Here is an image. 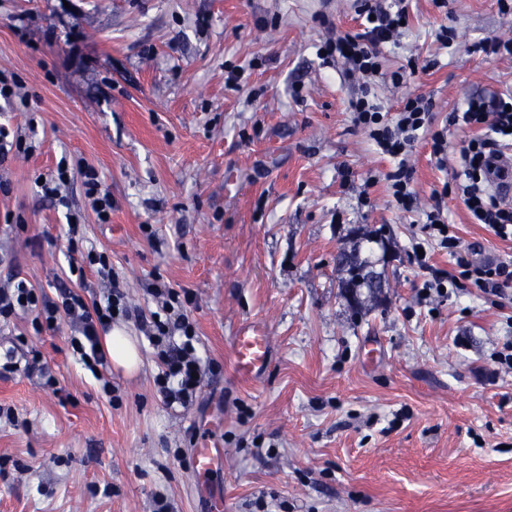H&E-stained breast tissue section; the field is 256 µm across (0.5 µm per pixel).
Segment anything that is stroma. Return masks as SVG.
<instances>
[{"instance_id": "stroma-1", "label": "stroma", "mask_w": 512, "mask_h": 512, "mask_svg": "<svg viewBox=\"0 0 512 512\" xmlns=\"http://www.w3.org/2000/svg\"><path fill=\"white\" fill-rule=\"evenodd\" d=\"M323 14L359 28L352 0H0V69L29 94L0 123L35 146L0 166V284L71 288L75 215L84 248L109 254L143 315L157 309L155 278L190 291L197 352L212 366L192 405L168 407L154 350L126 320L142 364L107 367L109 398L68 323L0 322V345L39 351L59 382L0 375V406L14 413L0 419V512H150L158 494L176 512H206L217 485L224 512H512V371L496 358L512 340V290L487 299L465 281L420 299L424 275L408 255L419 216L367 184L391 163L351 121L354 84L316 56ZM443 22L456 34L449 51L433 36ZM492 36L512 37L500 0H412L385 66L436 60L413 87L441 123L466 97L512 90V56L473 51ZM233 67L236 89L224 85ZM469 137L449 128L442 167L415 146L421 207L460 172ZM64 155L98 171L109 223L80 175L63 200L42 196L39 178ZM444 205L475 257L512 258V241L472 223L459 196ZM357 229L380 232L360 256L386 279L358 306L336 270ZM247 324L271 344L254 381L232 358ZM203 442L224 451L205 487L192 470Z\"/></svg>"}]
</instances>
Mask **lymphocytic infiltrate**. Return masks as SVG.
Segmentation results:
<instances>
[{"mask_svg": "<svg viewBox=\"0 0 512 512\" xmlns=\"http://www.w3.org/2000/svg\"><path fill=\"white\" fill-rule=\"evenodd\" d=\"M354 9L361 19V29L333 31L317 53L340 61L344 75L358 84L349 102L351 119L377 151L395 161L394 168L384 175L391 204L403 213H423L422 234L411 242L412 249L419 252V267L426 273L423 296L453 293L461 278L483 295H500L512 284V260L475 258L462 247L457 227L449 223L444 208L435 205L420 209L407 156L419 141L425 140L437 163H445L448 127L471 130V138L461 149V171L454 178L455 190L475 223L484 225L500 239L512 240V207L499 201L489 189L494 158L501 150L512 147V92L466 98L460 107L449 112L443 128H435L432 99L408 88L417 70L434 68V61L420 64L412 59L393 70L383 64L384 48L399 40L401 22L408 17L409 0H356ZM380 83L406 88L407 94L396 113H389L378 103L374 87ZM67 234L70 274L81 283L87 270H94L104 288L102 295L88 301L78 293L63 290L53 298L25 280H12L0 285V320L30 313L39 330L68 320L73 331L71 347L93 373L108 365L101 332L116 319L130 318L132 312L119 289L109 257L80 248L77 222H69ZM435 251L446 252L454 259L457 275L446 277L429 266L427 255ZM149 293L164 313L163 318L146 319L140 325L161 364L155 385L167 405L185 408L194 401L200 376L206 371L194 346L195 328L188 314L174 305L177 291L159 281Z\"/></svg>", "mask_w": 512, "mask_h": 512, "instance_id": "f902f5d3", "label": "lymphocytic infiltrate"}]
</instances>
